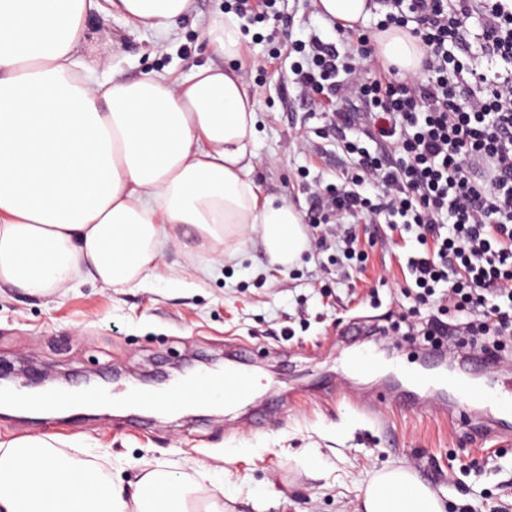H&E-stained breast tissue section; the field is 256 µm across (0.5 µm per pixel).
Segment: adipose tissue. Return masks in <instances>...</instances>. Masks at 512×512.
Instances as JSON below:
<instances>
[{"label":"adipose tissue","mask_w":512,"mask_h":512,"mask_svg":"<svg viewBox=\"0 0 512 512\" xmlns=\"http://www.w3.org/2000/svg\"><path fill=\"white\" fill-rule=\"evenodd\" d=\"M193 0H0V284L31 295L87 274L109 288L158 270L175 230L192 229L198 254L218 261L258 237L270 263L310 248L299 211L260 198L256 106L232 62L238 18L216 14L204 36L223 57L184 81H99L79 54L92 12L173 34ZM378 52L404 73L420 68L408 33L390 30ZM91 462L46 437L0 441V512H224V491L193 498L184 479L143 465L134 486L102 478L83 493ZM443 512L410 470L375 475L357 512Z\"/></svg>","instance_id":"1"}]
</instances>
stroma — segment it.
I'll use <instances>...</instances> for the list:
<instances>
[{
  "label": "stroma",
  "instance_id": "obj_1",
  "mask_svg": "<svg viewBox=\"0 0 512 512\" xmlns=\"http://www.w3.org/2000/svg\"><path fill=\"white\" fill-rule=\"evenodd\" d=\"M229 7V0H194L168 40L95 12L81 53L103 62L101 80L183 79L215 62L202 32ZM313 32L337 39L316 0H276L274 12L246 25L235 62L256 100L261 162L251 178L261 195L286 199L304 216L312 191L347 185L355 168L330 131L336 103L302 102L289 84L299 58L289 45ZM357 230L369 241L361 273L314 245L281 275L253 238L200 277V256L172 246L158 278L134 287L86 278L45 296L1 287L0 371L57 376L76 389L88 376L112 392L142 377L162 388L233 358L248 364L271 407L257 411L245 398L215 413H162L144 423L102 407L39 419L0 412V440L60 437L127 484L148 462L184 475L200 500L220 483L235 498L233 512H356L374 472L399 467L416 471L445 512H512V445L449 421L455 404L442 387L417 388L410 406L387 395L404 384L403 370L462 375L469 355L420 344L394 327L410 305L399 261L417 249L414 235L364 219ZM363 347L376 350L379 367L352 374L347 359ZM461 446L472 467L449 470Z\"/></svg>",
  "mask_w": 512,
  "mask_h": 512
}]
</instances>
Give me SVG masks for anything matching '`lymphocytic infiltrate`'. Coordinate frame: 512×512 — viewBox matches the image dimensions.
Masks as SVG:
<instances>
[{
  "label": "lymphocytic infiltrate",
  "instance_id": "lymphocytic-infiltrate-1",
  "mask_svg": "<svg viewBox=\"0 0 512 512\" xmlns=\"http://www.w3.org/2000/svg\"><path fill=\"white\" fill-rule=\"evenodd\" d=\"M377 31L409 30L424 79L398 80L359 28L336 26L337 42L297 41L292 83L300 97L360 102L365 141L346 142L357 156L351 188L316 196L317 245L334 244L346 260H366L349 224L385 216L414 233L405 296L412 314L441 296L452 322L437 315L420 333L435 342L496 358L512 342V5L507 0H381ZM478 21L494 75L467 66L471 21ZM376 151H369V144Z\"/></svg>",
  "mask_w": 512,
  "mask_h": 512
}]
</instances>
